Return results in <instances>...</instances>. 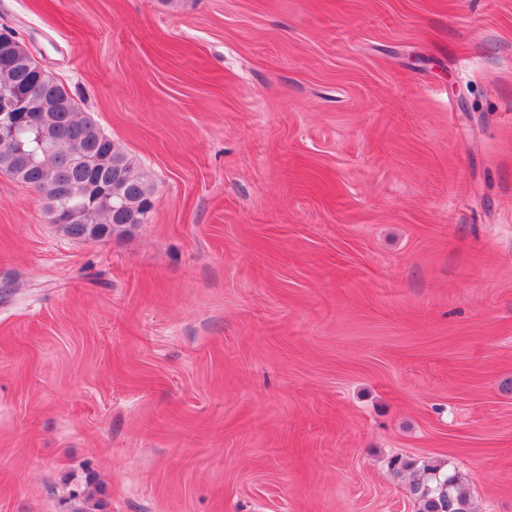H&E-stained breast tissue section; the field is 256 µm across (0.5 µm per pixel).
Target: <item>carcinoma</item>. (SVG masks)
Here are the masks:
<instances>
[{
  "instance_id": "cac0c4a2",
  "label": "carcinoma",
  "mask_w": 512,
  "mask_h": 512,
  "mask_svg": "<svg viewBox=\"0 0 512 512\" xmlns=\"http://www.w3.org/2000/svg\"><path fill=\"white\" fill-rule=\"evenodd\" d=\"M6 47H0V95L24 93L37 85L38 105L31 108L29 126L21 133L30 160L23 182L39 193L46 215H51L60 192L67 191L75 202L87 205L81 224H67L62 230L76 240L102 235L107 226L145 223L152 209V191L134 172L132 161L121 152L97 123L78 112L70 91L54 77L38 74L18 63L30 55L8 31ZM49 122L56 133L51 144L41 145L34 130ZM97 182L106 188L100 199L87 198V187ZM418 512H472L469 494L456 475L441 474L428 465L410 484Z\"/></svg>"
}]
</instances>
